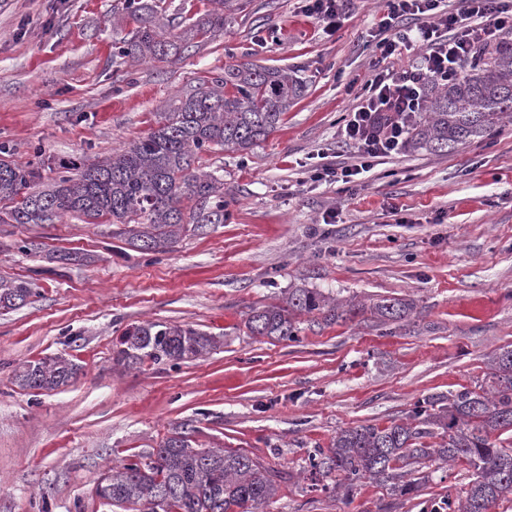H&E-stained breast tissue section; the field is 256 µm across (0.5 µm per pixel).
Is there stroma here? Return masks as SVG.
Here are the masks:
<instances>
[{
  "instance_id": "obj_1",
  "label": "stroma",
  "mask_w": 512,
  "mask_h": 512,
  "mask_svg": "<svg viewBox=\"0 0 512 512\" xmlns=\"http://www.w3.org/2000/svg\"><path fill=\"white\" fill-rule=\"evenodd\" d=\"M123 4L0 0V142L43 181L70 157L105 156L155 129L229 57L295 72L307 89L247 154L203 155L224 179L228 216L170 251H141L72 215L0 223V280L31 290L23 307L0 310V512H134L103 504L98 481L183 423L196 447L269 469L277 494L263 512H430L458 495L473 474L463 461L420 465L416 494L366 480L336 498L311 491L306 460L341 430L386 426L419 398L480 384L487 355L512 348V120L445 156L400 149L348 194L307 171L354 161L347 86H363L377 60V0H350L332 34L300 0H235L223 32L165 63L113 52L130 30ZM31 240L38 252L24 251ZM296 284L411 298L416 311L403 323H307L294 342L248 335L249 311ZM145 321L220 345L176 366L116 363L120 336ZM56 354L80 368L67 386L14 383L18 363Z\"/></svg>"
}]
</instances>
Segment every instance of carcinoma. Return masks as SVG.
Returning <instances> with one entry per match:
<instances>
[{"label":"carcinoma","mask_w":512,"mask_h":512,"mask_svg":"<svg viewBox=\"0 0 512 512\" xmlns=\"http://www.w3.org/2000/svg\"><path fill=\"white\" fill-rule=\"evenodd\" d=\"M231 0H208L205 13L178 32L163 34L148 0H126L124 15L135 23L117 42L118 54L137 60L179 56L198 38L224 29ZM299 78L275 67L232 60L224 75L203 78L169 104L147 135L97 161L76 159L75 174L45 184L40 175L0 160V200L11 202L3 224H53L77 214L88 224L122 225L119 233L144 251H163L182 235L224 223V182L199 164L201 154L248 153L274 132L304 92ZM512 117V37L475 49L468 66L446 85L425 92L424 116L407 141L412 150L446 155L485 138ZM31 295L24 283L0 282V308L16 309ZM411 300L383 297L372 304L339 300L315 288L295 287L280 304L253 310L245 321L252 336L295 341L304 318L325 325L370 317L397 323L410 317ZM213 337L192 327L143 322L121 337L114 360L126 365L149 359L167 364L199 359ZM76 367L61 356L21 363L14 381L23 388L66 385ZM184 423L140 460L112 469L95 488L106 504H139L142 512H258L277 486L251 456L221 448H196ZM512 348L488 357L481 384L427 397L387 426L360 425L336 435L328 448L308 452L312 487L336 475V488L372 479L393 493L411 489L409 463L464 459L473 481L464 495L448 498V512H492L512 494Z\"/></svg>","instance_id":"carcinoma-1"}]
</instances>
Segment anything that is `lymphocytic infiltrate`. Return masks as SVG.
<instances>
[{"instance_id":"lymphocytic-infiltrate-1","label":"lymphocytic infiltrate","mask_w":512,"mask_h":512,"mask_svg":"<svg viewBox=\"0 0 512 512\" xmlns=\"http://www.w3.org/2000/svg\"><path fill=\"white\" fill-rule=\"evenodd\" d=\"M438 3L382 0L375 36L382 62L374 66L345 126L357 146V161L349 167L323 166L315 180L349 184L372 171L379 158L403 145L407 121L422 111L427 85L458 76L477 45L512 30V0H451L444 11ZM406 16L417 18L416 33L396 27ZM402 58L411 65L400 71L393 63Z\"/></svg>"}]
</instances>
